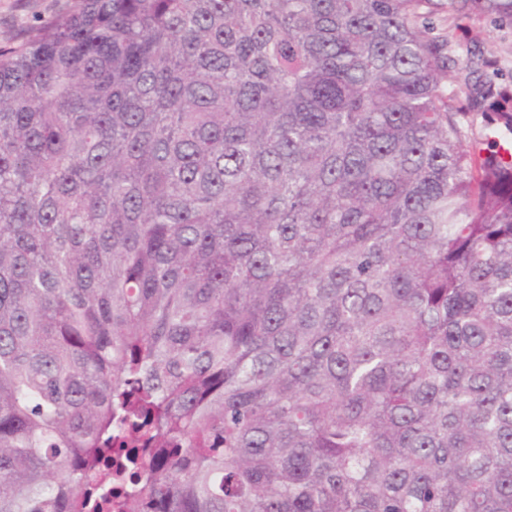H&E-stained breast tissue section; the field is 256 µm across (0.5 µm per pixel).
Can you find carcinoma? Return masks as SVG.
I'll list each match as a JSON object with an SVG mask.
<instances>
[{"label": "carcinoma", "mask_w": 512, "mask_h": 512, "mask_svg": "<svg viewBox=\"0 0 512 512\" xmlns=\"http://www.w3.org/2000/svg\"><path fill=\"white\" fill-rule=\"evenodd\" d=\"M441 12L512 0H78L0 47V512H512V150L461 121L512 87Z\"/></svg>", "instance_id": "carcinoma-1"}]
</instances>
